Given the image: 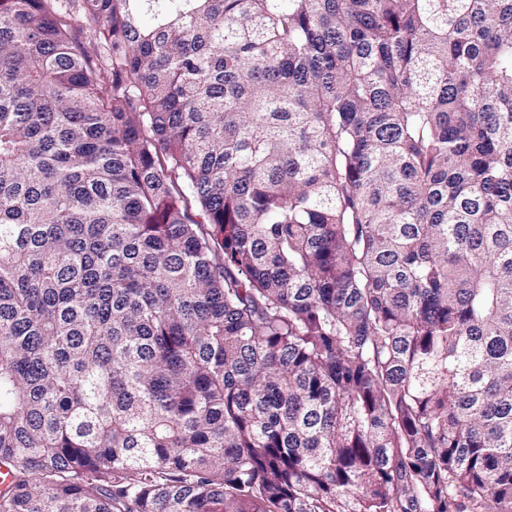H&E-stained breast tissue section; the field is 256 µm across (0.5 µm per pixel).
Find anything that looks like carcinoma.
Here are the masks:
<instances>
[{"instance_id": "cac0c4a2", "label": "carcinoma", "mask_w": 512, "mask_h": 512, "mask_svg": "<svg viewBox=\"0 0 512 512\" xmlns=\"http://www.w3.org/2000/svg\"><path fill=\"white\" fill-rule=\"evenodd\" d=\"M0 471L512 512V0H0Z\"/></svg>"}]
</instances>
